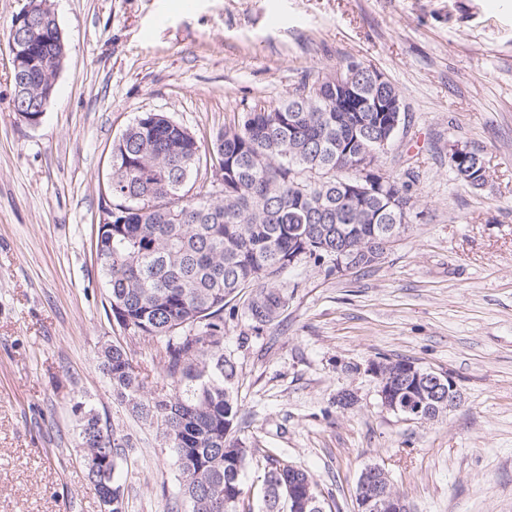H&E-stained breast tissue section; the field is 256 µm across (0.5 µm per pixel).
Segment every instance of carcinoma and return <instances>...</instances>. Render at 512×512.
<instances>
[{
  "label": "carcinoma",
  "instance_id": "cac0c4a2",
  "mask_svg": "<svg viewBox=\"0 0 512 512\" xmlns=\"http://www.w3.org/2000/svg\"><path fill=\"white\" fill-rule=\"evenodd\" d=\"M40 59L36 72L49 79L68 52L67 41ZM358 61L342 66L353 77L360 107L336 111L334 74L302 80L278 104L242 113L238 125L220 130L212 143L223 152L222 180L202 174L205 146L182 124L162 112H144L112 144V237L96 243L110 305H119L122 326L160 338L164 377L176 392L148 391L119 344L104 348L101 365L112 390L137 417L157 424L171 448L181 491L192 512H240L242 475L253 452L236 435L239 405L237 370L224 356V307L245 289L252 291L247 314L257 324L273 322L287 297L273 282L301 259L316 263L328 251L344 259L363 244L370 268L393 224L387 199L408 204L414 176H376L377 191L354 201L348 186L363 173L361 156L379 149L386 135L373 111L375 96L363 83ZM451 166L465 186L487 182L484 159ZM83 462L98 497H112L110 512H124L122 485L115 473L128 441L109 431L91 411L82 417ZM106 467L94 465L98 456ZM316 483L305 469L267 456L263 503L266 512H292L288 485Z\"/></svg>",
  "mask_w": 512,
  "mask_h": 512
}]
</instances>
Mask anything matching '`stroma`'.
<instances>
[{"label":"stroma","mask_w":512,"mask_h":512,"mask_svg":"<svg viewBox=\"0 0 512 512\" xmlns=\"http://www.w3.org/2000/svg\"><path fill=\"white\" fill-rule=\"evenodd\" d=\"M49 2L68 55L34 127L13 111L8 48L27 0H0V512H102L82 462L87 410L129 442L126 512H189L170 448L101 366L119 343L166 386L162 340L115 320L95 260L112 143L150 111L210 142L352 58L401 93L409 124L378 169H414V205L373 267L304 260L282 274L274 322L250 321L241 299L225 307L256 449L244 501L263 512L269 452L313 475L326 512H355L370 464L411 512H512V0ZM456 143L483 156V190L458 183ZM382 358L450 372L460 404L431 422L387 411L369 371Z\"/></svg>","instance_id":"35a3bbf8"}]
</instances>
